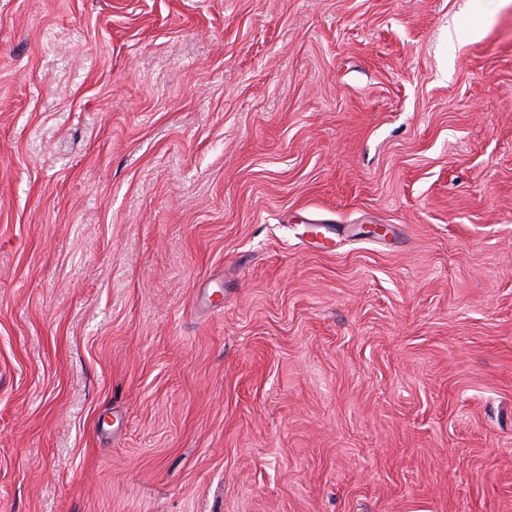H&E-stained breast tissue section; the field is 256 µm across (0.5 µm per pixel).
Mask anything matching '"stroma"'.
I'll return each instance as SVG.
<instances>
[{"instance_id": "stroma-1", "label": "stroma", "mask_w": 512, "mask_h": 512, "mask_svg": "<svg viewBox=\"0 0 512 512\" xmlns=\"http://www.w3.org/2000/svg\"><path fill=\"white\" fill-rule=\"evenodd\" d=\"M0 512H512V0H0Z\"/></svg>"}]
</instances>
